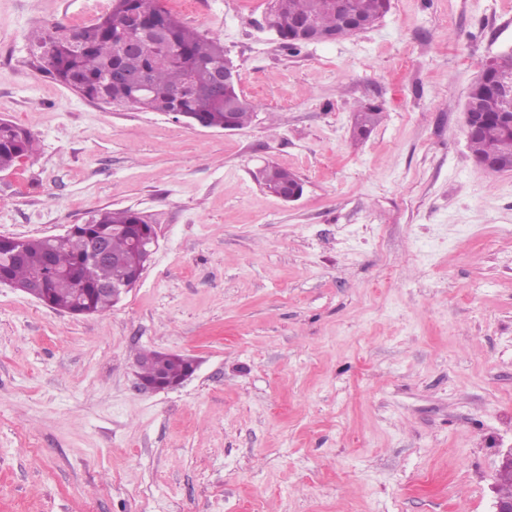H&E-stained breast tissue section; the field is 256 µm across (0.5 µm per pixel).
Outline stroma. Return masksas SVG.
Returning <instances> with one entry per match:
<instances>
[{
	"instance_id": "1",
	"label": "stroma",
	"mask_w": 512,
	"mask_h": 512,
	"mask_svg": "<svg viewBox=\"0 0 512 512\" xmlns=\"http://www.w3.org/2000/svg\"><path fill=\"white\" fill-rule=\"evenodd\" d=\"M91 0H0V235L101 209L158 247L103 315L0 285V512H495L512 448V171L471 157L468 89L512 50V0H391L374 27L283 48L269 0H163L219 36L257 104L224 132L90 101L30 64ZM381 103L352 136L353 114ZM268 163L301 179L286 202ZM193 358L137 388L136 359ZM381 108L369 103L361 106L355 115L353 133L364 136L368 134L381 121ZM35 139L26 129L0 120V170L12 168L33 149Z\"/></svg>"
}]
</instances>
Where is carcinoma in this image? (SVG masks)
<instances>
[{"mask_svg":"<svg viewBox=\"0 0 512 512\" xmlns=\"http://www.w3.org/2000/svg\"><path fill=\"white\" fill-rule=\"evenodd\" d=\"M390 0H354V8L367 20L384 16ZM128 14L141 20L142 50L129 56L123 50L126 33L122 18ZM308 21L320 32L335 36L352 30L338 25L334 0H279L273 23L279 40L291 49L301 46L293 39L292 24ZM32 55L39 69L51 79L75 90L84 98L149 112L172 105L192 115V122L202 126H221L229 120L241 129L252 120L256 105L242 99V91L233 84L223 89L215 100L208 87L195 95L176 99L191 74L204 76L224 64V42L183 24L166 10L162 0H112L110 9L91 23L68 28L61 24L46 27L34 34ZM128 68L142 73L147 81L144 92L132 84L114 78ZM512 74V53L496 60L489 70H482L478 82L472 84L480 98V111L487 119L468 137L474 158L497 150L505 161L512 160V125L501 113L512 110V101L491 90L501 79ZM381 121V108L369 103L355 115L353 133L364 136ZM35 139L26 129L10 121L0 120V170L13 167L33 149ZM294 181V173L274 165L264 174L267 191ZM148 222L142 213L132 209L100 210L89 223L74 225L71 236L57 244L45 237L25 238L18 244L0 241V277L12 281L16 288L42 294L47 306L63 311L77 308L87 315L104 314L112 308V281H132L141 275L142 253L132 245L141 235V225ZM107 240L111 260L96 262L87 255V237ZM20 251L17 258L6 253ZM54 255L57 271L47 274L43 262ZM144 378L177 380L187 374L189 362L179 355L150 351L140 355Z\"/></svg>","mask_w":512,"mask_h":512,"instance_id":"carcinoma-1","label":"carcinoma"}]
</instances>
